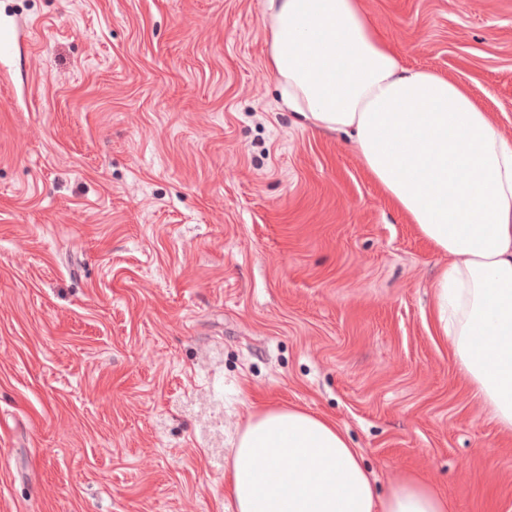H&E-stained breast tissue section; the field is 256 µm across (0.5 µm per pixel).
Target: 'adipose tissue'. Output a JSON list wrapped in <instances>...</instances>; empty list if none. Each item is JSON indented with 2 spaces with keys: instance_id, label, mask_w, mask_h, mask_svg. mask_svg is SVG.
<instances>
[{
  "instance_id": "adipose-tissue-1",
  "label": "adipose tissue",
  "mask_w": 512,
  "mask_h": 512,
  "mask_svg": "<svg viewBox=\"0 0 512 512\" xmlns=\"http://www.w3.org/2000/svg\"><path fill=\"white\" fill-rule=\"evenodd\" d=\"M282 105L348 135L364 166L448 262L433 318L460 370L512 432V140L459 82L404 66L359 0H265ZM235 512H451L412 476L379 494L336 421L249 412L224 471Z\"/></svg>"
}]
</instances>
